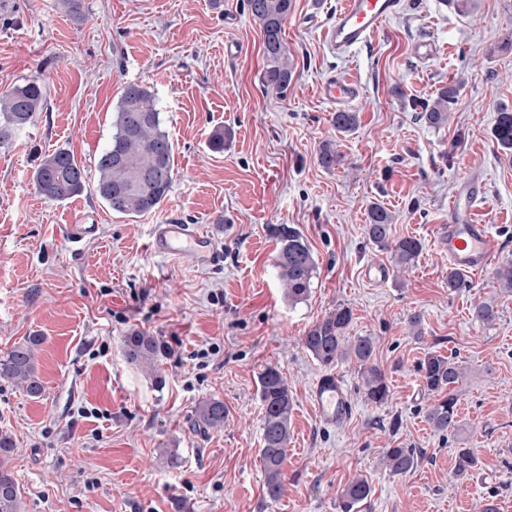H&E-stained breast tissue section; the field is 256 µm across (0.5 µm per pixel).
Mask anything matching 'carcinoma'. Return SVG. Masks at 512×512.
I'll return each instance as SVG.
<instances>
[{
  "mask_svg": "<svg viewBox=\"0 0 512 512\" xmlns=\"http://www.w3.org/2000/svg\"><path fill=\"white\" fill-rule=\"evenodd\" d=\"M247 8L264 35L263 82L281 94L288 89L294 75V63L282 37L292 0H247ZM454 94V88H442L436 98L423 107L421 118L434 127L444 125ZM45 104V87L36 79L0 95V145L12 142L32 124ZM333 124L339 132L352 131L358 124V114L337 112ZM493 136L503 151L512 153V108H498ZM317 160L326 169L340 163V157L330 143L322 145ZM173 176L174 147L162 128L156 95L145 86L130 83L123 88L112 138L96 161L93 182H88V173L70 151L58 149L40 159L33 172V183L36 191L52 202L66 201L91 186L113 212L136 218L159 208L170 190ZM392 224L391 212L373 205L365 235L372 244L389 251L396 268L404 270L418 260L423 243L413 237L393 238ZM269 232L279 244L274 265L288 301L302 303L317 277V263L310 247L301 232L288 224H272ZM352 320L351 309L338 305L309 328L302 338V345L328 369L342 361L356 362L365 401L381 407L391 396L390 388L385 374L374 362L373 339L347 336ZM41 341L39 336H30L24 343L0 354V380L20 387L31 398H38L43 393L34 359V349ZM124 353L129 363L155 370L161 345L157 337L132 330L124 336ZM417 373L423 390L432 396L426 421L439 433L459 429L457 385L463 379L462 367L441 354L428 352L418 362ZM258 391L263 409L260 459L265 475L264 489L267 498L276 501L283 491L293 396L286 377L272 364L264 366L258 373ZM226 413L224 401L210 397L195 407L196 423L205 431L220 429L224 426ZM13 454V439L8 433L1 432L0 512H22L17 481L10 467ZM383 463L390 473L405 475L417 467L418 453L413 448H387L383 451ZM477 465L478 458L472 449L457 450L456 475L465 477ZM370 496L371 487L366 479H352L340 493L339 512H361Z\"/></svg>",
  "mask_w": 512,
  "mask_h": 512,
  "instance_id": "carcinoma-1",
  "label": "carcinoma"
}]
</instances>
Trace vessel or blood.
<instances>
[{
	"instance_id": "b4317fda",
	"label": "vessel or blood",
	"mask_w": 512,
	"mask_h": 512,
	"mask_svg": "<svg viewBox=\"0 0 512 512\" xmlns=\"http://www.w3.org/2000/svg\"><path fill=\"white\" fill-rule=\"evenodd\" d=\"M401 9V0H343L342 8L323 31L329 47L346 52L365 45L383 23ZM319 94L323 100L345 111L360 95L354 80L336 75L325 79ZM485 199V184L479 176L462 179L448 207L447 223L438 225L436 238L448 254L450 265L463 273L483 270L498 250V241L480 217ZM213 238L190 230L184 224H161L153 234L152 249L161 256L177 257L193 254L209 262L215 257ZM309 401L320 422L336 425L352 411L346 384L336 373L320 375L309 391Z\"/></svg>"
}]
</instances>
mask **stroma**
I'll list each match as a JSON object with an SVG mask.
<instances>
[{
    "label": "stroma",
    "instance_id": "35a3bbf8",
    "mask_svg": "<svg viewBox=\"0 0 512 512\" xmlns=\"http://www.w3.org/2000/svg\"><path fill=\"white\" fill-rule=\"evenodd\" d=\"M340 2L293 0L284 40L295 73L282 94L263 83V33L246 0H82L77 16L60 0L0 7V94L34 77L47 89L44 111L0 148V353L42 339L41 398L0 382V431L15 442L23 512H173L177 497L192 512H337L358 476L372 490L363 512H484L490 503L512 512V293L495 279L512 261V155L492 135L498 107H512V0H472L463 12L403 0L351 55L322 37ZM423 40L434 47L427 60L414 53ZM336 74L361 87L350 106L358 125L345 133L318 93ZM130 83L155 92L174 145L160 207L128 218L89 188L61 203L39 196L32 175L45 154L65 148L94 169ZM444 87L455 101L433 127L422 105ZM219 127L233 138L216 151ZM327 140L342 156L329 170L317 161ZM474 171L487 183L483 216L500 249L452 294L435 227ZM374 204L392 212L394 238L424 244L405 272L365 235ZM169 223L213 235L220 259L155 254L154 228ZM71 224L95 231L75 248ZM271 224L298 228L317 262L304 303L290 304L280 285ZM372 265L382 277L368 274ZM480 301L493 322L473 319ZM339 304L352 310L349 335L374 339L391 398L366 404L357 364L339 363L353 412L330 428L308 403L325 369L301 338ZM133 329L159 338L158 375L126 360ZM430 351L465 369L455 434L425 418L417 364ZM267 364L283 372L294 404L276 501L264 494L259 453ZM212 396L228 415L203 433L191 415ZM397 446L424 453L403 476L381 463ZM460 448L481 462L464 480L453 473Z\"/></svg>",
    "mask_w": 512,
    "mask_h": 512
}]
</instances>
